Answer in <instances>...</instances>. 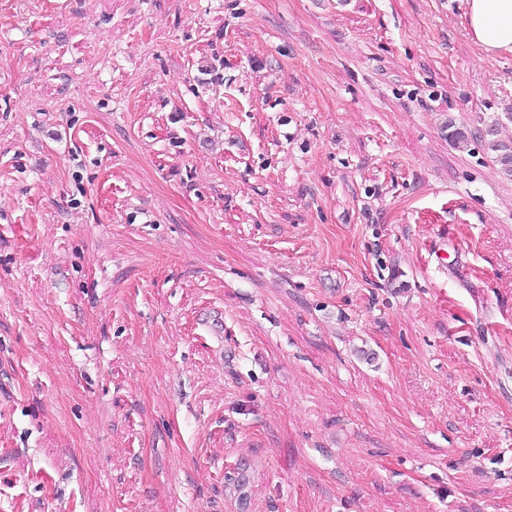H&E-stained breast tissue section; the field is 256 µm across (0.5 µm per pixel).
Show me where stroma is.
<instances>
[{"label":"stroma","mask_w":512,"mask_h":512,"mask_svg":"<svg viewBox=\"0 0 512 512\" xmlns=\"http://www.w3.org/2000/svg\"><path fill=\"white\" fill-rule=\"evenodd\" d=\"M464 13L0 0V512H512Z\"/></svg>","instance_id":"35a3bbf8"}]
</instances>
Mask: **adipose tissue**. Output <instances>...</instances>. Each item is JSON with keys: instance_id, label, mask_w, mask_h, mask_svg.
<instances>
[{"instance_id": "adipose-tissue-1", "label": "adipose tissue", "mask_w": 512, "mask_h": 512, "mask_svg": "<svg viewBox=\"0 0 512 512\" xmlns=\"http://www.w3.org/2000/svg\"><path fill=\"white\" fill-rule=\"evenodd\" d=\"M465 23L483 52L512 53V0H466Z\"/></svg>"}]
</instances>
